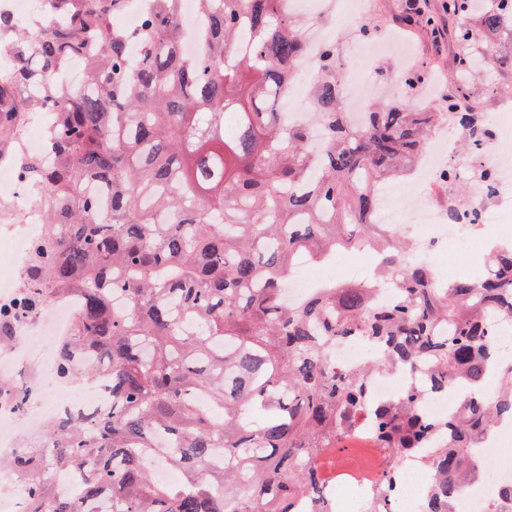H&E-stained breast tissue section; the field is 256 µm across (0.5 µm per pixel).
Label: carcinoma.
<instances>
[{"mask_svg":"<svg viewBox=\"0 0 512 512\" xmlns=\"http://www.w3.org/2000/svg\"><path fill=\"white\" fill-rule=\"evenodd\" d=\"M48 2L25 29L0 13L13 52L0 66V161L49 225L30 240L14 303L0 305V342L51 299L76 298L56 376L104 380L109 401L58 417L0 464L25 486L22 512H296L332 465L318 449L344 447L362 414L392 454L382 484L424 448L422 512H456L458 490L480 477L475 449L512 421V356L490 340L512 327V241L491 247L480 284L437 288L432 267L373 219L379 185L409 172L433 130L485 131L491 97L472 80L496 60L488 35L512 39V0H445L460 22L444 104L397 101L355 125L336 45L325 47L309 84L325 130L317 150L275 111L305 50L286 0H198L209 27L194 56L181 0H148L135 30L113 25L130 0ZM46 109L50 159L9 149ZM343 250L381 258L396 298L376 302L371 280L285 299L300 255ZM350 341L378 350L340 367L334 347ZM422 365L432 389L460 392L459 412L431 419L414 387L371 404L370 377ZM154 460L180 479L158 481Z\"/></svg>","mask_w":512,"mask_h":512,"instance_id":"obj_1","label":"carcinoma"}]
</instances>
